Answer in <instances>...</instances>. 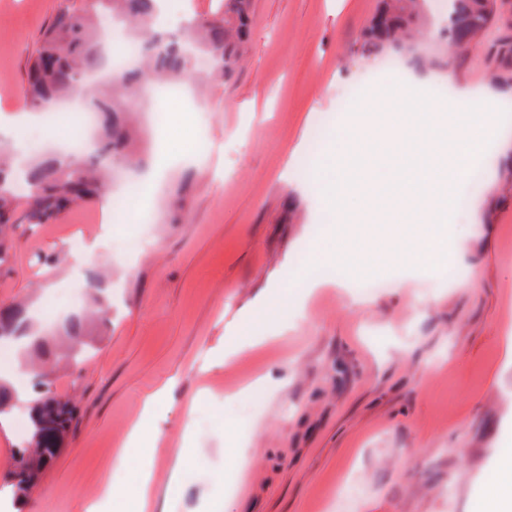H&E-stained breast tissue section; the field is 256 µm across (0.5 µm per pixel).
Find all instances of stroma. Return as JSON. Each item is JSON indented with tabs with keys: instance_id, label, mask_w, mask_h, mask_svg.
<instances>
[{
	"instance_id": "stroma-1",
	"label": "stroma",
	"mask_w": 512,
	"mask_h": 512,
	"mask_svg": "<svg viewBox=\"0 0 512 512\" xmlns=\"http://www.w3.org/2000/svg\"><path fill=\"white\" fill-rule=\"evenodd\" d=\"M59 3L0 0V111L24 115L0 127V141L23 155L46 148L21 136L42 118L20 91ZM503 3L476 53L451 70L444 11L426 0L416 43L434 64L408 55L389 72L357 44L380 0H252L235 76L159 101L154 129L134 147L142 166L113 169L137 183L131 212L161 206V223L113 218L111 203L94 198L24 227L12 271L0 273V308H40L50 292L103 272L112 318L92 327L87 358L52 373L77 413L21 512H86L110 482L111 512H134L140 456L121 470L114 460L145 397L171 379L150 458L151 512H336L343 493L355 512H477L500 451L512 448V130L496 129L483 181L455 214L468 251L451 285L361 255L315 263L332 221L316 172L351 116L345 95L382 106L389 88L415 82L461 112L473 90L511 100L492 63L512 37V0ZM144 229L152 249L130 253ZM75 240L96 246L101 263L85 264ZM366 279L380 282L377 293L358 291ZM274 287L305 301L262 312ZM246 315L260 344L213 365ZM263 375L264 399L250 403L241 392Z\"/></svg>"
}]
</instances>
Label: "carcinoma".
Instances as JSON below:
<instances>
[{
  "label": "carcinoma",
  "mask_w": 512,
  "mask_h": 512,
  "mask_svg": "<svg viewBox=\"0 0 512 512\" xmlns=\"http://www.w3.org/2000/svg\"><path fill=\"white\" fill-rule=\"evenodd\" d=\"M251 0H224L223 13L193 25L182 35L167 33L157 18L160 0H74L61 5L26 67L22 97L31 111L63 112L74 101L100 117L87 154L47 153L23 164L0 147V267L11 262L7 241L22 224H43L65 212L72 203L100 197L106 186L97 166L112 162L128 151L131 131L125 118L146 86L194 77L193 63L205 55L211 76L229 78L237 53L249 32ZM498 4L492 0H453L451 22L443 34L458 46L457 59L466 58L470 30L492 24ZM419 0H384L373 25L360 36L358 51L374 55L413 38L420 18ZM131 26L140 45L139 63L115 78L109 71L110 45L103 18ZM88 315H75L57 332L58 346L50 357L55 363L77 364L86 355ZM26 337V351L39 347L42 333L31 332L23 310L0 312V340ZM32 367L31 429L17 449L18 465L11 474L14 500L34 487L59 451L74 419L76 406L52 389L51 373L37 363Z\"/></svg>",
  "instance_id": "1"
}]
</instances>
